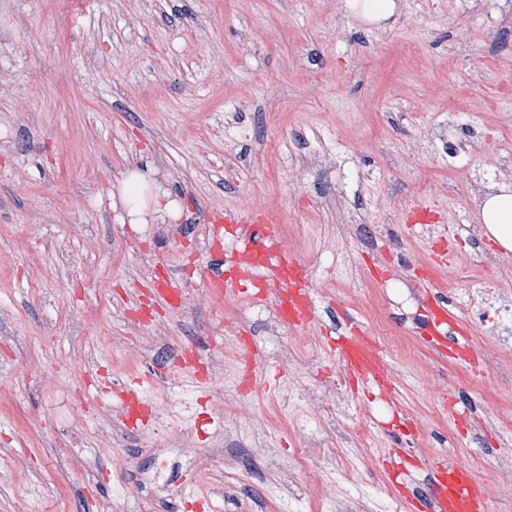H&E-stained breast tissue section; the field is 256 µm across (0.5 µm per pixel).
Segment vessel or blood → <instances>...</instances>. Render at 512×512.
<instances>
[{"label": "vessel or blood", "mask_w": 512, "mask_h": 512, "mask_svg": "<svg viewBox=\"0 0 512 512\" xmlns=\"http://www.w3.org/2000/svg\"><path fill=\"white\" fill-rule=\"evenodd\" d=\"M200 219L207 224L216 246L217 269L205 279L206 288L215 299L243 295L253 301L269 300L289 329L301 330L310 325L314 311L308 268L297 255L279 246L276 229L269 224L264 208L208 209ZM229 224L235 226L236 231L228 238L224 229ZM447 266L446 248L437 247L428 270L417 275L416 286L433 312V321L447 322L448 340L454 345L466 337L465 324L432 296L429 289L436 279V271ZM184 288V282L170 277L154 285L156 297L170 307L177 305ZM324 345L329 356L336 360L351 392L376 387L391 404L400 405L399 390L384 356L374 337L362 330L358 323H350L325 336ZM195 353L192 344L185 343L174 356L180 369L193 374L202 386L206 384L207 376L197 371L193 363ZM239 357L247 382L263 376L264 367L251 344L240 347ZM88 390L101 398L106 410L128 429L144 430L155 416V409L146 400L140 381L118 387L103 375L91 381ZM421 475L429 489L424 512H488L487 488L476 481L468 466L438 456L425 463Z\"/></svg>", "instance_id": "1"}]
</instances>
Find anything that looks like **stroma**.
Masks as SVG:
<instances>
[{
	"mask_svg": "<svg viewBox=\"0 0 512 512\" xmlns=\"http://www.w3.org/2000/svg\"><path fill=\"white\" fill-rule=\"evenodd\" d=\"M184 195L131 223V173ZM512 187V8L505 0H0V512H392L380 458L398 436L445 453L512 512V344L461 309L512 296V252L461 232ZM437 223L402 232L401 211ZM264 207L307 264L314 323L273 334L269 306L210 299V264L179 234L194 209ZM454 240L435 288L468 327V357L420 336L403 260ZM180 312L135 323L162 266ZM355 318L377 338L404 417L350 398L317 334ZM267 375L242 390L238 330ZM220 351L199 394L148 374L180 342ZM141 379L158 413L113 441L83 388ZM451 396L460 412L440 405Z\"/></svg>",
	"mask_w": 512,
	"mask_h": 512,
	"instance_id": "35a3bbf8",
	"label": "stroma"
}]
</instances>
